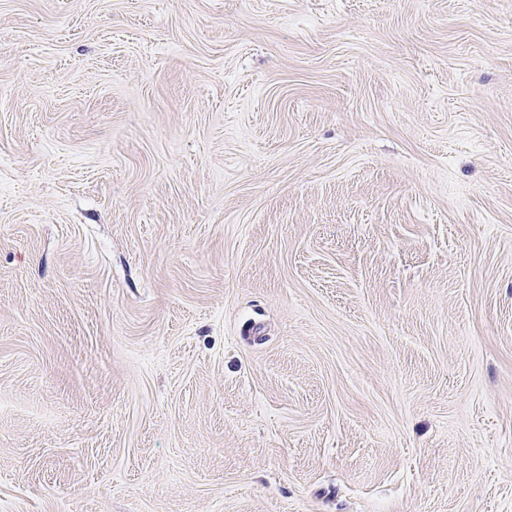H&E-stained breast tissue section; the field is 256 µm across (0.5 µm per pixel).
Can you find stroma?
Listing matches in <instances>:
<instances>
[{
    "instance_id": "1",
    "label": "stroma",
    "mask_w": 512,
    "mask_h": 512,
    "mask_svg": "<svg viewBox=\"0 0 512 512\" xmlns=\"http://www.w3.org/2000/svg\"><path fill=\"white\" fill-rule=\"evenodd\" d=\"M0 512H512V0H0Z\"/></svg>"
}]
</instances>
